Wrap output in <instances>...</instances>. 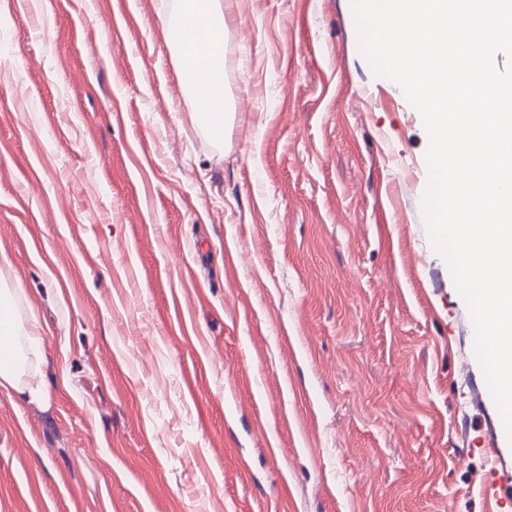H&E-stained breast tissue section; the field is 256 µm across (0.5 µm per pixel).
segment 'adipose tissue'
I'll return each instance as SVG.
<instances>
[{
  "label": "adipose tissue",
  "mask_w": 512,
  "mask_h": 512,
  "mask_svg": "<svg viewBox=\"0 0 512 512\" xmlns=\"http://www.w3.org/2000/svg\"><path fill=\"white\" fill-rule=\"evenodd\" d=\"M173 54L181 81L196 91L197 112L216 137L224 135V11L220 0H184ZM23 363H0V391L42 407L47 389L24 381Z\"/></svg>",
  "instance_id": "ef3b65f1"
}]
</instances>
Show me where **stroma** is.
<instances>
[{
    "label": "stroma",
    "instance_id": "1",
    "mask_svg": "<svg viewBox=\"0 0 512 512\" xmlns=\"http://www.w3.org/2000/svg\"><path fill=\"white\" fill-rule=\"evenodd\" d=\"M0 0V512H512V445L421 210L428 135L350 0ZM173 54L181 81L196 91L197 114L224 136V10L219 0L183 1ZM19 350L9 340L0 344V361H16ZM0 363V391L5 390L17 394L29 404L43 407L47 404V388L42 383L23 382L21 377L25 373L24 358L18 363Z\"/></svg>",
    "mask_w": 512,
    "mask_h": 512
}]
</instances>
